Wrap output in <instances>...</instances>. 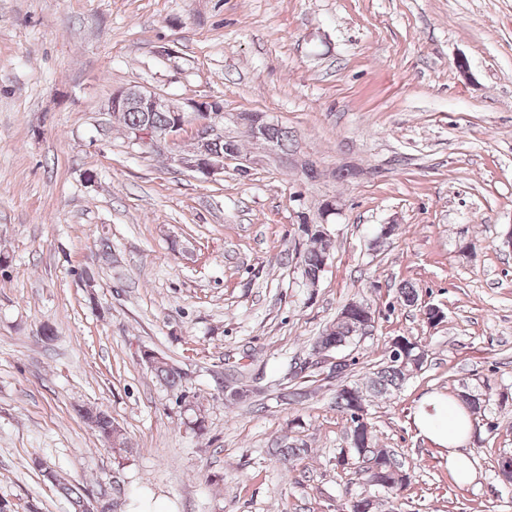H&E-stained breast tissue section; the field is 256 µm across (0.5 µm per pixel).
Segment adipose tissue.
Segmentation results:
<instances>
[{
	"instance_id": "1",
	"label": "adipose tissue",
	"mask_w": 512,
	"mask_h": 512,
	"mask_svg": "<svg viewBox=\"0 0 512 512\" xmlns=\"http://www.w3.org/2000/svg\"><path fill=\"white\" fill-rule=\"evenodd\" d=\"M415 423L429 442L447 449L448 467L458 482L470 483L475 480V471L461 451L473 430L472 416L458 398L436 394L425 396Z\"/></svg>"
}]
</instances>
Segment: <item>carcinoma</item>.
<instances>
[{
    "mask_svg": "<svg viewBox=\"0 0 512 512\" xmlns=\"http://www.w3.org/2000/svg\"><path fill=\"white\" fill-rule=\"evenodd\" d=\"M118 116L128 132L142 125L164 128L173 123V116L169 112H120ZM308 239V247L300 254V264L307 281L315 285L319 281L328 251V239L324 235L316 234L308 236ZM359 332L361 325L357 320L338 317L335 324L317 338L314 351L336 350L359 337ZM151 371L159 381L173 389L179 388L182 384L183 373L174 364L164 361L151 366ZM407 376L408 371H396L386 365L375 372V377L370 379L369 385L362 387L356 383L346 384L336 393V407L350 417V436H368V443L353 445L348 451L340 453L337 465L344 469L357 464L366 465L367 481L376 480L381 488L384 487V483L394 479L402 468L393 454L378 447L374 434H366L367 423L362 421L358 411L366 405L367 393L378 395L395 391L401 387ZM79 413L98 438L117 450L124 446L123 434L107 411L81 407ZM46 479L55 484L58 492L68 500L71 512H83L85 490L60 481L53 473L47 475Z\"/></svg>",
    "mask_w": 512,
    "mask_h": 512,
    "instance_id": "1",
    "label": "carcinoma"
}]
</instances>
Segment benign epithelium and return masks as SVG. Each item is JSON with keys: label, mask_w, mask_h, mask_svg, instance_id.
Returning a JSON list of instances; mask_svg holds the SVG:
<instances>
[{"label": "benign epithelium", "mask_w": 512, "mask_h": 512, "mask_svg": "<svg viewBox=\"0 0 512 512\" xmlns=\"http://www.w3.org/2000/svg\"><path fill=\"white\" fill-rule=\"evenodd\" d=\"M107 107L110 112H175L180 115L181 119L164 129L146 127L136 131L135 142L144 149L162 151L185 127H191V148L186 153L171 156V159L177 166L206 178L224 172V160L237 157L232 142L224 145L222 152L215 150V145L224 139L223 135L215 132L217 123L224 121V105L216 100H193L189 102L191 113L187 114L164 96L131 86L112 92ZM235 120L245 133L253 137H265L269 129L276 126L266 112H237ZM414 346V341L405 336L392 339L388 348L393 358L391 364L404 368L410 362L413 369H419L424 361V351L409 355Z\"/></svg>", "instance_id": "benign-epithelium-1"}]
</instances>
